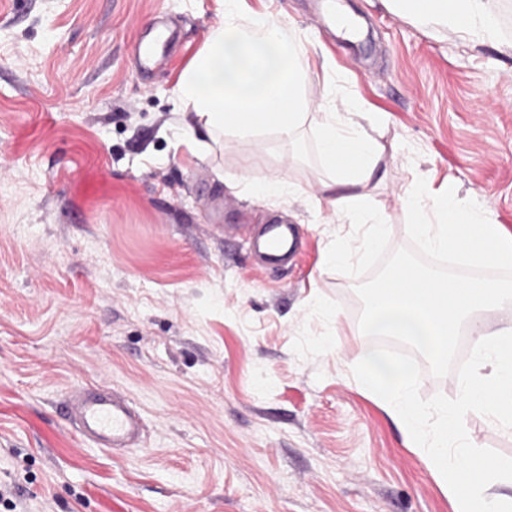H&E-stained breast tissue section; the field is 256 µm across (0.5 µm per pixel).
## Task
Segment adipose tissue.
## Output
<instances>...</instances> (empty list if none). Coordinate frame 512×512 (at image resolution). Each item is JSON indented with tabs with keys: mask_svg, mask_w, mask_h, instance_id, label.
I'll use <instances>...</instances> for the list:
<instances>
[{
	"mask_svg": "<svg viewBox=\"0 0 512 512\" xmlns=\"http://www.w3.org/2000/svg\"><path fill=\"white\" fill-rule=\"evenodd\" d=\"M240 0H222L217 20L202 48L181 72L172 90L178 111L191 114L180 144L209 156L223 149L225 135L246 137L272 132L291 140L308 111L305 86L309 52L300 33L268 12L242 11ZM413 21L482 44L500 41L489 0H388ZM327 121L317 135L318 154L332 177L322 183L332 214L367 227L366 244L387 229L388 217L369 186L379 162L369 127L384 116L362 111L354 100L330 92L322 104Z\"/></svg>",
	"mask_w": 512,
	"mask_h": 512,
	"instance_id": "adipose-tissue-1",
	"label": "adipose tissue"
}]
</instances>
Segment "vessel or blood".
<instances>
[{"mask_svg":"<svg viewBox=\"0 0 512 512\" xmlns=\"http://www.w3.org/2000/svg\"><path fill=\"white\" fill-rule=\"evenodd\" d=\"M169 42L166 30L138 35L136 50L141 70H148ZM298 230L292 224L269 225L257 247L269 265H278L295 250ZM66 419L81 440L111 450L134 448L142 441L145 422L126 395L109 386H75L66 398Z\"/></svg>","mask_w":512,"mask_h":512,"instance_id":"b4317fda","label":"vessel or blood"}]
</instances>
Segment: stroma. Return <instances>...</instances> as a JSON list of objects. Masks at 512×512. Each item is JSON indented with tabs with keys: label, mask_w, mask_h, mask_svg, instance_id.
<instances>
[{
	"label": "stroma",
	"mask_w": 512,
	"mask_h": 512,
	"mask_svg": "<svg viewBox=\"0 0 512 512\" xmlns=\"http://www.w3.org/2000/svg\"><path fill=\"white\" fill-rule=\"evenodd\" d=\"M367 28L335 33L319 0H243L309 47V115L296 144L258 134L205 158L176 145L171 91L217 0H0V512H454L400 425L358 387L355 278L326 254L336 223L319 184V105L342 87L385 115L371 185L390 246H408L404 187L455 181L512 234V0H490L501 43L463 41L337 0ZM179 51L131 73L156 17ZM260 163L304 190L260 199ZM248 224H295L286 271L256 267ZM106 383L146 433L118 453L66 423L70 388Z\"/></svg>",
	"instance_id": "stroma-1"
}]
</instances>
